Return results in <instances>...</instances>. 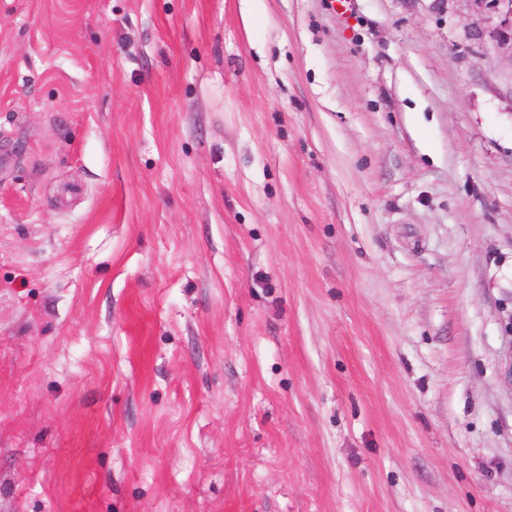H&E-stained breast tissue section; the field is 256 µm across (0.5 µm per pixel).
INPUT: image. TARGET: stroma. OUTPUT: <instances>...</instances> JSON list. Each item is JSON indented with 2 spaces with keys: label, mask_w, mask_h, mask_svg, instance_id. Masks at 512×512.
<instances>
[{
  "label": "stroma",
  "mask_w": 512,
  "mask_h": 512,
  "mask_svg": "<svg viewBox=\"0 0 512 512\" xmlns=\"http://www.w3.org/2000/svg\"><path fill=\"white\" fill-rule=\"evenodd\" d=\"M350 2L0 0V512H512V43Z\"/></svg>",
  "instance_id": "35a3bbf8"
}]
</instances>
